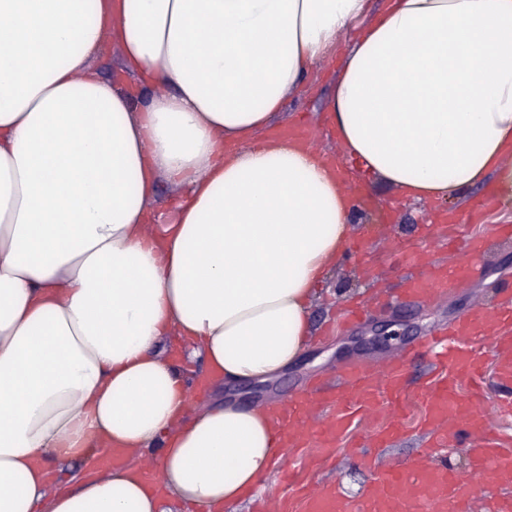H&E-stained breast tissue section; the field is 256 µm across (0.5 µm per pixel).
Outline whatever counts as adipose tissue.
Here are the masks:
<instances>
[{
  "mask_svg": "<svg viewBox=\"0 0 512 512\" xmlns=\"http://www.w3.org/2000/svg\"><path fill=\"white\" fill-rule=\"evenodd\" d=\"M347 35L335 149L267 137ZM110 41L138 100L93 67ZM346 162L420 204L512 199V0H0V512L265 491L268 406L197 400L163 345L223 382L294 363L355 222ZM104 448L129 462L55 488L49 460ZM173 341L174 339H169L168 342H166L165 348L168 349L169 352L172 351L174 353H179L176 351V349H174ZM177 357L180 358V362L177 364V366H179L181 370L190 377L192 375L208 377L207 373L203 369L204 366L199 356H189V353L184 350L183 345Z\"/></svg>",
  "mask_w": 512,
  "mask_h": 512,
  "instance_id": "ef3b65f1",
  "label": "adipose tissue"
}]
</instances>
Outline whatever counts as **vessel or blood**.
I'll use <instances>...</instances> for the list:
<instances>
[{
  "label": "vessel or blood",
  "instance_id": "obj_1",
  "mask_svg": "<svg viewBox=\"0 0 512 512\" xmlns=\"http://www.w3.org/2000/svg\"><path fill=\"white\" fill-rule=\"evenodd\" d=\"M475 263L462 261L453 269L431 267L424 275L405 280L403 298L428 301L447 288L449 278L472 277ZM493 324L496 342L495 380L500 408L512 412V287L495 311L474 309L448 327L430 331L421 342L430 359V373L414 392H407L408 357L396 359L383 376L352 363L336 373L335 391L314 396L300 392L287 406L272 411L281 450L312 449L314 457H331L340 439L356 430L354 418L370 420L357 430L359 460L376 473L360 498L341 497L334 485L312 496H301V512H470L474 488L447 466L385 464L379 449L391 447L406 432L412 406L424 413L432 446L467 449L477 472L497 471L503 484H512V439L488 424L477 405L484 380L480 343L484 324Z\"/></svg>",
  "mask_w": 512,
  "mask_h": 512
}]
</instances>
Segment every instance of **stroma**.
I'll return each instance as SVG.
<instances>
[{
    "label": "stroma",
    "instance_id": "stroma-1",
    "mask_svg": "<svg viewBox=\"0 0 512 512\" xmlns=\"http://www.w3.org/2000/svg\"><path fill=\"white\" fill-rule=\"evenodd\" d=\"M346 51V43H339L334 57L288 100L289 117L319 131L318 141L324 145L333 142L331 136L323 134L322 128L337 69ZM363 187L373 207L358 211L351 233L352 239L361 241L362 248L344 255L326 279L313 306L316 334L306 351L275 380L236 387L211 385L207 388L208 396L222 401L236 398L243 403L270 404L293 399L311 380L332 378L338 366L349 362H362L382 369L403 353L410 342L474 307L492 305L499 289L512 285V241H495L478 260L484 269L482 276L461 285L449 284L428 302L408 305L397 301L388 307L381 306L379 295L395 294L407 271L401 260L403 250L411 248L428 260L448 265L466 259L467 254L462 250L449 252L439 236L422 235L421 227L427 222V206L401 198L393 188L375 178L364 181ZM483 192V187H475L442 208L448 216L460 218L461 237L490 233L495 224H512V202L502 203L498 208L490 207L481 215H470L471 199ZM355 298L369 301L368 319L356 329L323 335V328L336 310ZM425 440V434L411 431L392 447L384 449L382 460L386 463L443 462L457 473L472 474L477 497L472 508L479 512L480 497L496 494V487L486 483L484 475L473 473L464 449L430 448ZM373 477V472L364 469L357 460L353 449L343 444L335 456L320 465L311 480L319 487L337 484L344 497L356 498L364 493Z\"/></svg>",
    "mask_w": 512,
    "mask_h": 512
}]
</instances>
